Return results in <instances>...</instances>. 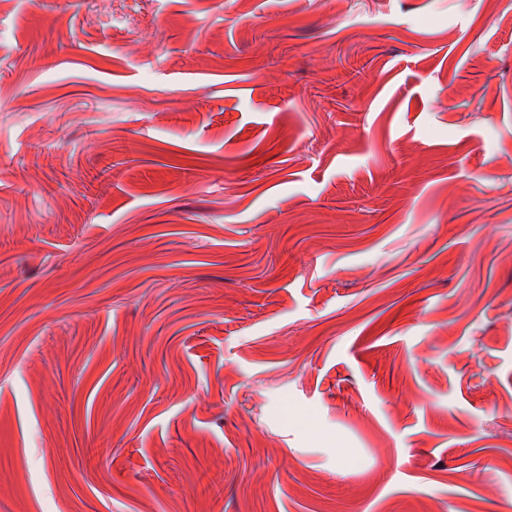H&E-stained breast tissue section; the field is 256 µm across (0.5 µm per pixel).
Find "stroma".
Listing matches in <instances>:
<instances>
[{"instance_id": "obj_1", "label": "stroma", "mask_w": 512, "mask_h": 512, "mask_svg": "<svg viewBox=\"0 0 512 512\" xmlns=\"http://www.w3.org/2000/svg\"><path fill=\"white\" fill-rule=\"evenodd\" d=\"M0 512H512V0H0Z\"/></svg>"}]
</instances>
